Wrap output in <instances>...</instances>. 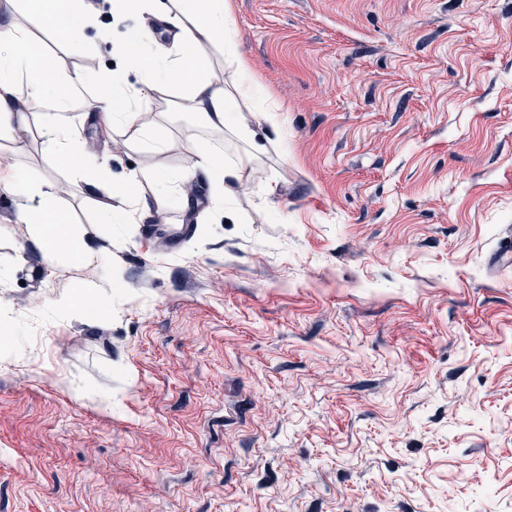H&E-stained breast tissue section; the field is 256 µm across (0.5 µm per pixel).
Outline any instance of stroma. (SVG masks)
<instances>
[{"instance_id": "obj_1", "label": "stroma", "mask_w": 512, "mask_h": 512, "mask_svg": "<svg viewBox=\"0 0 512 512\" xmlns=\"http://www.w3.org/2000/svg\"><path fill=\"white\" fill-rule=\"evenodd\" d=\"M92 0L68 41L0 0L69 71L108 72L153 19ZM229 33L280 121L223 205L204 174L160 198L155 172L243 145L166 87L153 120L64 124L108 185L149 173V210L67 184L41 140L0 142L58 194L95 250L54 270L0 182V512H512V0H230ZM188 225L167 249L145 231ZM111 289L96 320L57 308ZM111 396L96 407L80 391Z\"/></svg>"}]
</instances>
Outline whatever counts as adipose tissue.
I'll return each instance as SVG.
<instances>
[{
  "mask_svg": "<svg viewBox=\"0 0 512 512\" xmlns=\"http://www.w3.org/2000/svg\"><path fill=\"white\" fill-rule=\"evenodd\" d=\"M33 10L56 19L64 32L75 35L94 22L83 0H29ZM140 10L159 16L175 31L176 54L167 53L145 29L128 30L118 45L124 61L132 62V71L138 77L135 101L129 102L114 91L115 74L88 76L80 71L66 72L54 68L50 61H43L41 68H33L29 61L34 57L31 33L19 26L13 17L0 20V137L26 132L43 139L52 151L60 168L73 183L95 188L104 178L101 168L85 160L80 144L58 124L48 120L37 121L26 112L28 100L52 97L56 109L67 110L72 94L88 81L99 86L101 99L86 101L89 110L97 109L100 100H109L111 111L102 113L105 130L114 125L134 129L139 142L147 149L161 151L165 140L154 131L147 118V106L156 94L170 84L176 85L182 97L190 103L201 123L213 130H229L248 143L253 154L262 153L263 145L257 141L258 133L251 123L238 112L239 100L257 105L256 112L264 123L276 124V108L258 103L259 86L254 82L250 67L238 55L227 32L232 23L229 0H200L194 9H186L182 0H139ZM219 50L231 72L230 85L215 83L208 75L209 50ZM189 151L193 168L202 170L210 178L215 201L224 197V179L227 175L241 177L251 164L250 156L241 157L235 169H228L219 161L208 145L191 140ZM16 188L22 193L38 198L35 209L21 213L19 220L41 238L46 251H54L63 239L73 243L76 253L87 263L96 258L95 252L74 232L68 215L52 193L42 185L17 174L13 177Z\"/></svg>",
  "mask_w": 512,
  "mask_h": 512,
  "instance_id": "obj_1",
  "label": "adipose tissue"
}]
</instances>
